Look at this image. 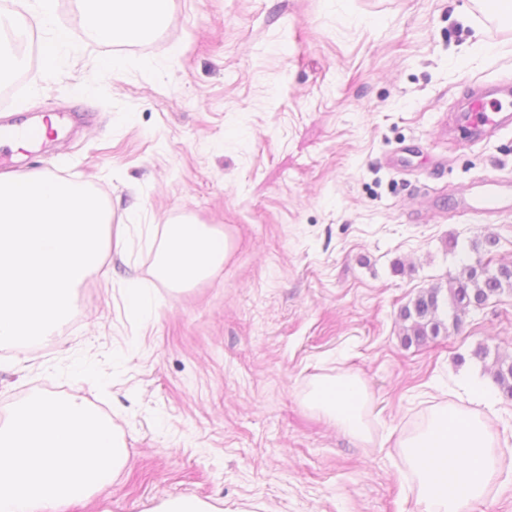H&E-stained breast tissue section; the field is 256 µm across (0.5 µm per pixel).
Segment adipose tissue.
<instances>
[{"label":"adipose tissue","instance_id":"1","mask_svg":"<svg viewBox=\"0 0 512 512\" xmlns=\"http://www.w3.org/2000/svg\"><path fill=\"white\" fill-rule=\"evenodd\" d=\"M86 34L110 47L126 33L147 34L162 21L159 0H82ZM223 232L203 224L174 221L164 225L156 255V279L185 288L210 277L228 254ZM368 391L357 376L322 379L312 384L306 405L331 417L344 432L371 442L365 407ZM398 446L414 476L418 512H467L486 502L500 476L499 438L479 408L462 411L444 406L416 429L401 434Z\"/></svg>","mask_w":512,"mask_h":512}]
</instances>
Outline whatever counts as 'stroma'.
Returning a JSON list of instances; mask_svg holds the SVG:
<instances>
[{
	"mask_svg": "<svg viewBox=\"0 0 512 512\" xmlns=\"http://www.w3.org/2000/svg\"><path fill=\"white\" fill-rule=\"evenodd\" d=\"M164 20L104 49L79 0L41 40L69 44L52 79L13 84L19 123L61 137L10 160L96 192L127 249L75 293L45 339L0 348V409L34 394L85 400L126 450L69 512H416L396 441L433 407L480 399L512 512V290L459 328L404 345L400 309L464 262H512V211L450 216L481 178H512V126L455 145L470 85L512 82V22L477 0H163ZM224 231L230 254L183 290L153 266L169 220ZM493 234L492 249L473 242ZM488 351L475 358L477 347ZM349 373L373 440L303 402Z\"/></svg>",
	"mask_w": 512,
	"mask_h": 512,
	"instance_id": "stroma-1",
	"label": "stroma"
}]
</instances>
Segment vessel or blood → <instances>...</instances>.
<instances>
[{
    "instance_id": "vessel-or-blood-1",
    "label": "vessel or blood",
    "mask_w": 512,
    "mask_h": 512,
    "mask_svg": "<svg viewBox=\"0 0 512 512\" xmlns=\"http://www.w3.org/2000/svg\"><path fill=\"white\" fill-rule=\"evenodd\" d=\"M467 121L455 126V139L462 142L472 134L488 135L512 121V95L504 90L484 87L472 89L466 98ZM512 208V181L501 177H485L473 183L456 202L461 215H494Z\"/></svg>"
}]
</instances>
